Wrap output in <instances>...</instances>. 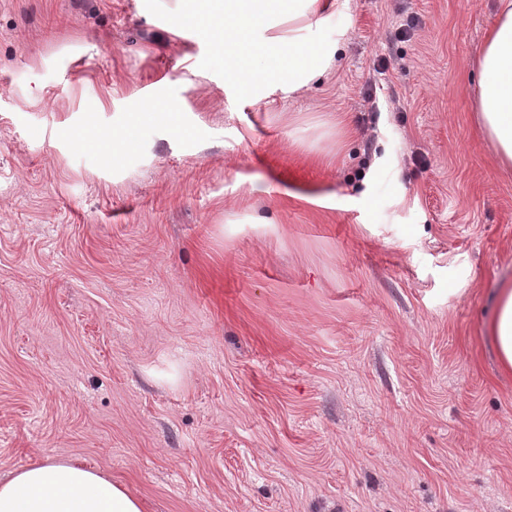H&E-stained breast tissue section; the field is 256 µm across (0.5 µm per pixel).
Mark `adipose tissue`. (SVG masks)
<instances>
[{
  "mask_svg": "<svg viewBox=\"0 0 512 512\" xmlns=\"http://www.w3.org/2000/svg\"><path fill=\"white\" fill-rule=\"evenodd\" d=\"M177 36L204 33L224 69V86L242 105L277 91L296 92L331 67L337 44L311 32L339 0H149ZM476 66L474 90L481 124L502 164L512 166V0H501ZM69 139L110 165L135 146L131 133L103 134L93 124L71 128ZM490 339L503 372L512 373V285L498 290ZM0 512H142L137 496L110 477L75 461L45 460L0 483Z\"/></svg>",
  "mask_w": 512,
  "mask_h": 512,
  "instance_id": "obj_1",
  "label": "adipose tissue"
}]
</instances>
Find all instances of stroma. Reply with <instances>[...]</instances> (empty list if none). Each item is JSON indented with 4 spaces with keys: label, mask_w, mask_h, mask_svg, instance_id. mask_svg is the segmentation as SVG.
Segmentation results:
<instances>
[{
    "label": "stroma",
    "mask_w": 512,
    "mask_h": 512,
    "mask_svg": "<svg viewBox=\"0 0 512 512\" xmlns=\"http://www.w3.org/2000/svg\"><path fill=\"white\" fill-rule=\"evenodd\" d=\"M342 2L332 67L244 107L141 0H0V480L52 458L144 512H512V167L469 68L499 0ZM173 88L193 137L144 118L112 166L66 136ZM490 340L504 373H512V285L498 288L497 310L490 324Z\"/></svg>",
    "instance_id": "obj_1"
}]
</instances>
